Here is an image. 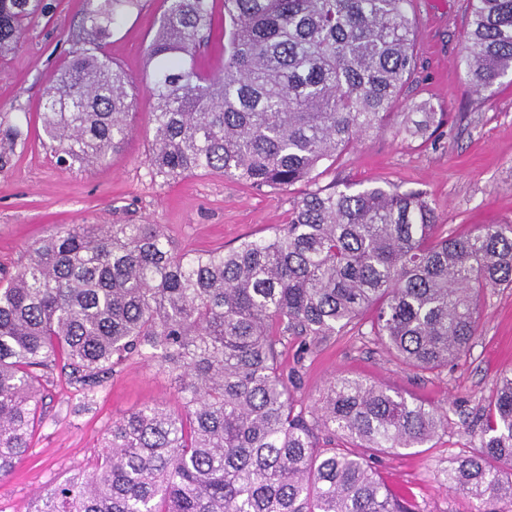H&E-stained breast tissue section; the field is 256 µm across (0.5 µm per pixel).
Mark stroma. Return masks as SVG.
<instances>
[{"mask_svg":"<svg viewBox=\"0 0 512 512\" xmlns=\"http://www.w3.org/2000/svg\"><path fill=\"white\" fill-rule=\"evenodd\" d=\"M84 0H55L21 44L0 57V112L28 125L25 142L0 171V268L17 271L27 246L63 224H160L185 250L237 245L285 223L301 187L258 192L216 174L152 180L147 168L154 99L141 79L146 48L161 22L159 0H143L106 47L140 85L133 132L123 149L95 167L58 164L37 117L49 76L73 47ZM467 0H416L418 65L386 131L371 135L327 170L323 183L362 189L384 181L427 193L439 223L464 231L477 224H512V80L487 95L467 90L461 50L468 36ZM443 113L436 141H405L395 128L420 102ZM512 375V289L480 304L478 337L467 355L442 373L405 369L372 337L350 332L324 342L306 359L295 396L311 405L336 376L368 380L448 411V426L424 447L377 456L376 467L397 493L413 492L423 512H470L444 474L456 456L479 445L480 406L494 382ZM77 385L55 374L43 387L44 423L28 458L0 481V512H29L54 481L89 467L112 422L146 403L177 407L167 375L131 360L99 388L89 410L75 412Z\"/></svg>","mask_w":512,"mask_h":512,"instance_id":"35a3bbf8","label":"stroma"}]
</instances>
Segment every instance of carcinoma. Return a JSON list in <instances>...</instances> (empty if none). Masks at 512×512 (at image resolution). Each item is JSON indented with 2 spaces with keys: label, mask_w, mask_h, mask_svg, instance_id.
<instances>
[{
  "label": "carcinoma",
  "mask_w": 512,
  "mask_h": 512,
  "mask_svg": "<svg viewBox=\"0 0 512 512\" xmlns=\"http://www.w3.org/2000/svg\"><path fill=\"white\" fill-rule=\"evenodd\" d=\"M75 47L48 80L42 130L63 164L93 165L130 132L135 80L106 52L142 0H84ZM412 0H224V64L197 49L212 0H162L146 48L155 99L149 175L218 173L258 192L305 190L288 223L229 249L183 251L159 224H69L0 277V477L27 456L40 387L56 367L94 402L129 360L167 373L174 410L145 404L112 422L90 468L49 485L33 512H423L372 453L419 448L447 412L338 376L299 406L278 346L297 361L368 316V335L417 372L469 352L479 301L512 287V224L451 234L420 190L321 186L320 168L384 129L416 63ZM53 0H0V56ZM462 63L479 92L512 76V0H470ZM396 131L428 140L419 105ZM0 113V169L26 139ZM479 449L449 488L471 512H512V376L496 381ZM356 448L336 446L334 436Z\"/></svg>",
  "instance_id": "1"
}]
</instances>
